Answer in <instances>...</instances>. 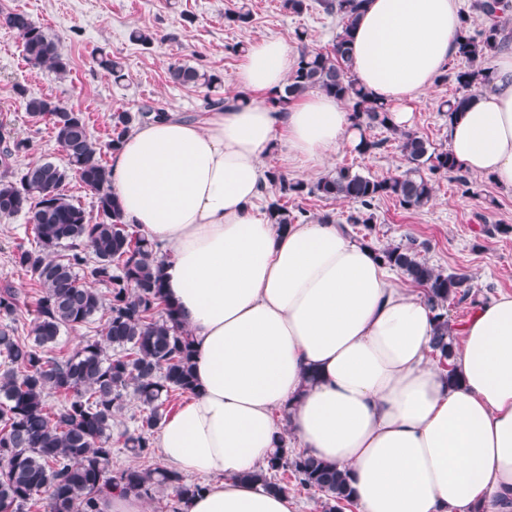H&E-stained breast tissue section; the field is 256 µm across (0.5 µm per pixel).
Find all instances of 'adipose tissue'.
Returning a JSON list of instances; mask_svg holds the SVG:
<instances>
[{"label": "adipose tissue", "mask_w": 512, "mask_h": 512, "mask_svg": "<svg viewBox=\"0 0 512 512\" xmlns=\"http://www.w3.org/2000/svg\"><path fill=\"white\" fill-rule=\"evenodd\" d=\"M461 30L457 0H367L352 73L409 127ZM294 64L285 41L253 39L223 106L167 113L111 153L110 189L165 252L193 339L195 391L156 434L168 470L206 482L186 512H301L242 479L286 434L348 472L356 512H512V292L474 305L437 367L433 311L372 247L339 224L278 229L255 204L276 134L311 170L361 140L332 96L269 102ZM446 134L463 169L512 191V52Z\"/></svg>", "instance_id": "obj_1"}]
</instances>
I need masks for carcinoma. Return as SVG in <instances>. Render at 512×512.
<instances>
[{
  "label": "carcinoma",
  "instance_id": "cac0c4a2",
  "mask_svg": "<svg viewBox=\"0 0 512 512\" xmlns=\"http://www.w3.org/2000/svg\"><path fill=\"white\" fill-rule=\"evenodd\" d=\"M367 0H319L328 14L340 17L341 31L329 51L311 50L307 33L295 32L300 45L296 64L287 82L271 94L282 105L295 102L311 91L330 95L351 112L354 125L364 132L358 152L373 153L385 143L367 132L382 128L398 142L405 168L376 178L340 167L309 186L293 181L274 169L268 183L279 200L268 206L272 223H334L326 213L307 214L288 208V202L315 194L325 200L348 201L354 211L345 219L352 230L362 229L361 241H369L375 223L377 201L388 198L405 210L420 209L432 200L436 178L455 174L466 196L470 182L452 153L438 150L418 133L391 123L388 108L372 100L351 72L349 30ZM474 8L486 26L470 34L469 17L461 16L463 32L455 56L469 68L454 72L462 94L445 102L446 115L465 109L476 90L489 81L490 70L482 59L508 49L512 32L501 21L512 9V0H476ZM252 12L241 5L224 14L227 26L244 27ZM0 24L14 31L22 43L25 60L33 67L46 66L64 76L69 59L58 41L24 11H0ZM99 65L114 81L124 77L122 62L107 53ZM170 81L182 87L205 90L207 109L223 103L211 92L224 83L220 73L174 64ZM30 118L46 120L65 153V163L43 161L18 166L28 141L14 138L0 148V216L22 214L32 225L33 241L20 244L13 263L30 274L42 295L36 300L29 335H18V293L10 285L0 287V357L7 369L0 373V512H26L41 504L44 512H100L99 496L111 489L149 498L158 490L175 492L173 512L179 504L199 494L206 485L192 482L160 468H112V426L115 414L129 397L140 407L137 427L117 440L138 458L155 454L153 436L167 415L174 395L194 391L193 349L178 309L164 294L160 274L164 256L144 236L134 233L123 217L117 197L109 189L104 151L115 148L139 122L165 115V109L144 103L136 110L112 114L108 140H92L86 116L47 96H31L16 88ZM96 196V213L86 211L65 193L71 173ZM388 267L424 288V298L435 313L437 330L432 352L441 360L452 357L448 333V303L468 297L470 277L444 274L419 259L414 241L376 249ZM100 314L105 317L102 338L83 339L69 355L54 353L64 330L75 331ZM58 396L56 406L49 398ZM241 479L265 490L319 493L325 512H340L351 502L349 477L311 455L288 453L283 445L265 466L241 475Z\"/></svg>",
  "mask_w": 512,
  "mask_h": 512
}]
</instances>
